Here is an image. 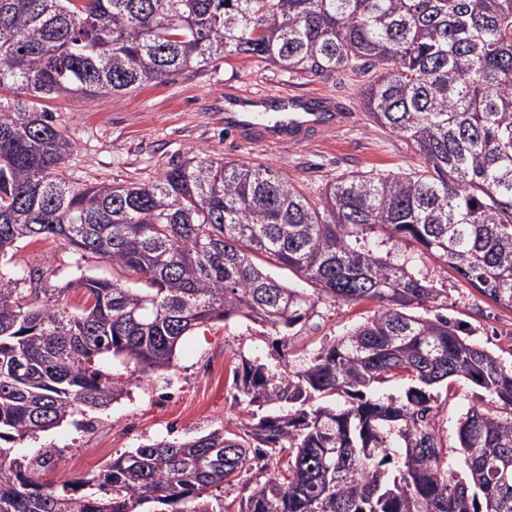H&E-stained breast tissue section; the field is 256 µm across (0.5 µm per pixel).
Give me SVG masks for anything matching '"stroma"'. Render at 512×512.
Instances as JSON below:
<instances>
[{"label":"stroma","instance_id":"stroma-1","mask_svg":"<svg viewBox=\"0 0 512 512\" xmlns=\"http://www.w3.org/2000/svg\"><path fill=\"white\" fill-rule=\"evenodd\" d=\"M359 86V79L348 71L314 79L255 59L230 57L165 84L95 96L37 98L33 104L50 112L72 139L66 172L75 183H148L185 157H224L279 170L316 201L326 183L340 175L405 173L417 163L405 140L375 125L361 109ZM235 90L328 95L342 103L353 120L347 128L294 144L244 138L224 127V95ZM417 264L441 290L438 300L429 304V314L462 324L467 340L512 367V312L428 256H419ZM36 267L44 272L43 287L65 289L73 305L81 303L82 293L71 288V281L112 275L107 261L82 256L51 237L23 244L6 271L18 278L23 270ZM375 309L368 301L321 298L314 315L288 343L275 331L245 320L202 326L184 337L172 368L160 374H142L134 362L121 357L100 358L98 367L124 388V395L106 409L88 410L27 439L19 452L47 454L48 465L31 475L43 485L58 487L91 477L113 456L140 444L201 435L218 426L235 428L246 415L233 399V370L241 359L260 361L275 372L298 367ZM432 405L448 449L449 469L463 474L458 422L470 406L492 411L497 403L482 388L460 379L436 390Z\"/></svg>","mask_w":512,"mask_h":512}]
</instances>
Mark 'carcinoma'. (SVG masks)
I'll return each mask as SVG.
<instances>
[{
    "label": "carcinoma",
    "instance_id": "1",
    "mask_svg": "<svg viewBox=\"0 0 512 512\" xmlns=\"http://www.w3.org/2000/svg\"><path fill=\"white\" fill-rule=\"evenodd\" d=\"M242 55L360 75L362 108L421 169L338 177L319 204L269 167L219 157L76 186L66 130L25 99L119 93ZM3 88L16 97L0 107V260L53 236L115 275L76 282L75 307L39 269L24 291L0 272V512H224L209 489L260 459L278 470L239 512H512V368L455 321L415 312L441 290L414 257L512 311V0H0ZM274 268L380 309L294 370L243 360L233 398L253 411L234 430L140 445L60 491L27 475L46 460L22 464L17 445L123 395L95 358L164 371L183 336L230 319L296 336L316 301ZM389 378L408 383L404 399L369 394ZM454 378L507 410L459 420L463 478L431 405Z\"/></svg>",
    "mask_w": 512,
    "mask_h": 512
}]
</instances>
